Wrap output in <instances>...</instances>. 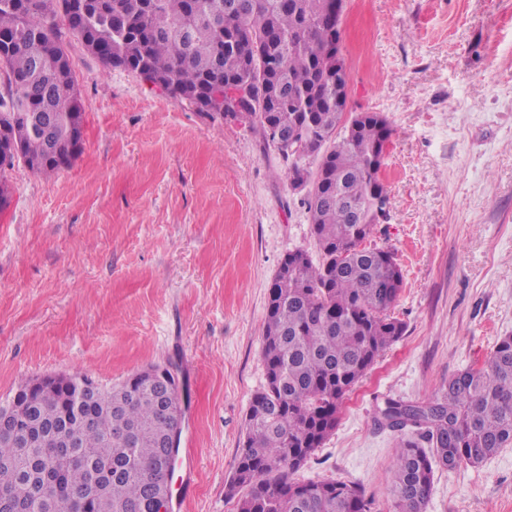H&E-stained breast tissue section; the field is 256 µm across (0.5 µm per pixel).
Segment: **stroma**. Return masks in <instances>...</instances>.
Masks as SVG:
<instances>
[{"mask_svg":"<svg viewBox=\"0 0 512 512\" xmlns=\"http://www.w3.org/2000/svg\"><path fill=\"white\" fill-rule=\"evenodd\" d=\"M352 112L393 134L388 215L367 244L392 250L403 336L349 392L301 480L360 486L395 512L400 435L389 404L432 401L512 336V0H345ZM82 149L52 177L6 170L0 211V402L46 374L102 386L169 360L188 396L172 497L183 512H236L226 496L253 397L282 260L317 255L301 194L259 124L209 117L109 68L78 40ZM425 512H512V446L435 468Z\"/></svg>","mask_w":512,"mask_h":512,"instance_id":"1","label":"stroma"}]
</instances>
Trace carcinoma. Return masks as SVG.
<instances>
[{
	"instance_id": "obj_1",
	"label": "carcinoma",
	"mask_w": 512,
	"mask_h": 512,
	"mask_svg": "<svg viewBox=\"0 0 512 512\" xmlns=\"http://www.w3.org/2000/svg\"><path fill=\"white\" fill-rule=\"evenodd\" d=\"M0 0V139L15 145L29 171L68 168L81 145V92L64 32L108 67H122L172 97L200 102L201 112L229 84L248 87L256 119L289 161L287 177L312 182L305 204L321 258L288 254L268 293L262 356L267 386L253 398L227 496L236 512H369L363 490L337 479L294 475L335 430L343 400L404 324L390 309L403 285L394 253L364 245L387 217L374 199L390 198L374 161L392 135L368 112L345 119L331 86L344 59L327 50L331 0ZM188 26L194 40L176 32ZM272 56L278 67L258 76L247 60ZM54 112L53 135L31 129L30 115ZM302 145L289 151L288 140ZM365 212L354 219L352 208ZM76 397L58 384L18 412L30 446L0 435V512H165L161 441L179 419L136 372L121 385L85 394L68 430L83 467L55 465L64 419ZM402 440L391 467L396 512H424L434 466H478L512 445V336L501 338L479 367L443 383L425 405L396 402L384 413ZM426 440L428 453L417 438Z\"/></svg>"
}]
</instances>
